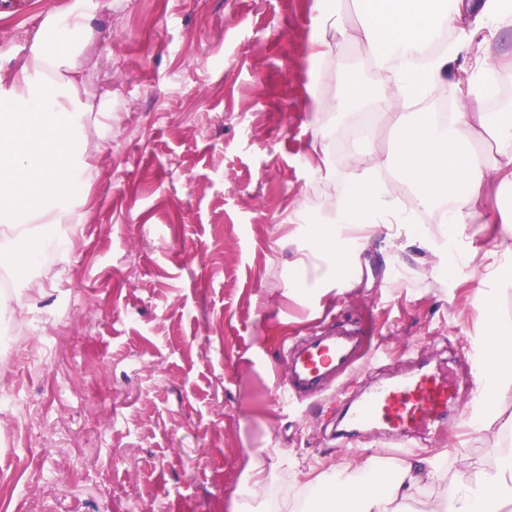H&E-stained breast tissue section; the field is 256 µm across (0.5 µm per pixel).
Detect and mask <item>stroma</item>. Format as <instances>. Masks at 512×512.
Here are the masks:
<instances>
[{"label":"stroma","mask_w":512,"mask_h":512,"mask_svg":"<svg viewBox=\"0 0 512 512\" xmlns=\"http://www.w3.org/2000/svg\"><path fill=\"white\" fill-rule=\"evenodd\" d=\"M72 0L0 8V77L28 54L47 12ZM95 34L81 58L92 100L112 103V129L90 136L96 174L77 224H53L46 247L11 277L22 310L0 311V512H230L247 451L261 450L273 502L312 512L309 471L361 466L395 441L333 437L339 393L403 377L418 362L455 377L461 412L408 457L436 459L439 480L411 512H436L450 483L491 469L512 448V383L479 396L486 368L484 298L512 318V282L478 278L512 215L497 182L483 187L485 223L394 226L346 270L349 287L320 299L280 241L294 224L327 221L345 195L350 160L387 154L399 133L378 118L372 138H346L354 108L316 112L335 84L321 71L360 66L345 38L365 19L338 0L322 33L313 0H85ZM326 39L325 55L316 43ZM512 50V27L472 44L431 96H462L485 50ZM331 130L327 153L314 129ZM364 331L362 361L335 389L282 403L285 350L317 327Z\"/></svg>","instance_id":"1"}]
</instances>
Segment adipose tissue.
Instances as JSON below:
<instances>
[{
  "label": "adipose tissue",
  "mask_w": 512,
  "mask_h": 512,
  "mask_svg": "<svg viewBox=\"0 0 512 512\" xmlns=\"http://www.w3.org/2000/svg\"><path fill=\"white\" fill-rule=\"evenodd\" d=\"M93 17L74 0L66 15L47 13L35 33L28 55L8 79H0V264L9 265L36 254L48 224H72L76 215L70 200L93 178L94 169L84 156L81 136L90 112L111 115L112 103H91L78 63ZM512 26V0H369L368 20L347 31V38L366 46L374 62L384 65L392 48L413 52L424 39L441 30L468 27L477 38L488 24ZM456 54L440 50L423 66L391 70L388 84L376 85L356 73L337 68L325 72L335 81L336 95L318 102L321 112L337 105H359L381 114H397L423 97L456 62ZM491 134L503 163L480 158L467 141L475 130ZM369 168L355 174L348 192L332 202L331 223L315 226L312 234L319 275L313 286L321 293L344 287L342 273L364 247L365 233L392 224H405L409 216L388 198L377 174L396 168L419 193L415 209L447 202L446 222L479 223L481 190L498 180L512 195V108L501 112H454L447 123L433 113L414 112L405 124L393 158L370 152ZM488 325L486 338L490 370L481 380L488 391L512 380V322L501 319L493 305L482 309ZM378 459L362 467L325 474L311 481L317 500L327 512H405L404 505L423 481L438 471L426 460L404 462L391 477H383ZM263 463L251 454L243 471L246 484L233 502V512H270ZM374 482L363 492L364 482ZM445 512H512V453L496 468L473 481L451 485Z\"/></svg>",
  "instance_id": "1"
}]
</instances>
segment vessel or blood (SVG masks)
<instances>
[{"label":"vessel or blood","mask_w":512,"mask_h":512,"mask_svg":"<svg viewBox=\"0 0 512 512\" xmlns=\"http://www.w3.org/2000/svg\"><path fill=\"white\" fill-rule=\"evenodd\" d=\"M361 346L358 329L344 322L294 343L288 349V394L320 389L350 366ZM457 400L445 375L425 369L382 382L363 397L347 401L339 413L338 435L349 438L363 430H379L405 446L443 420Z\"/></svg>","instance_id":"vessel-or-blood-1"}]
</instances>
